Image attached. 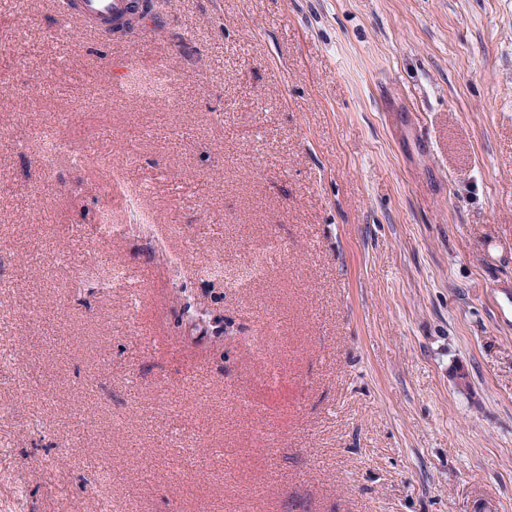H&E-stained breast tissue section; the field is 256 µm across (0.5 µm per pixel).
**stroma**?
I'll return each instance as SVG.
<instances>
[{
	"label": "stroma",
	"instance_id": "obj_1",
	"mask_svg": "<svg viewBox=\"0 0 512 512\" xmlns=\"http://www.w3.org/2000/svg\"><path fill=\"white\" fill-rule=\"evenodd\" d=\"M13 2L0 345L43 375L0 366V512H94L63 445L116 512H512V0H162L108 44ZM59 115L97 161L42 165ZM111 480L107 472H100L92 477L93 497L98 502L97 512H112V500L108 491Z\"/></svg>",
	"mask_w": 512,
	"mask_h": 512
}]
</instances>
